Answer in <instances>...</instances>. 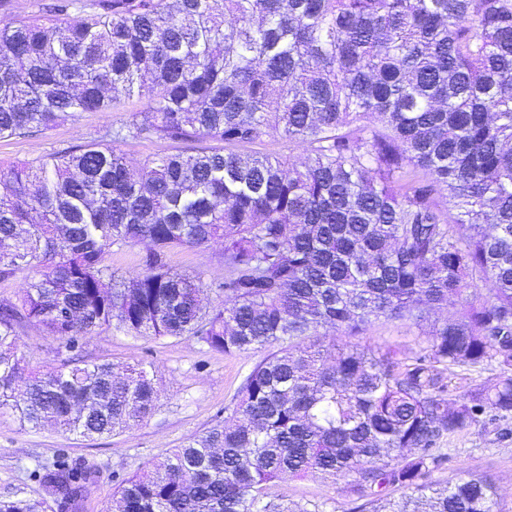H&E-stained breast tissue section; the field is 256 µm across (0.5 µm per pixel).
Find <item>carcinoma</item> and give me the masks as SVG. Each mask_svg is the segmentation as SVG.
Instances as JSON below:
<instances>
[{
	"label": "carcinoma",
	"instance_id": "1",
	"mask_svg": "<svg viewBox=\"0 0 512 512\" xmlns=\"http://www.w3.org/2000/svg\"><path fill=\"white\" fill-rule=\"evenodd\" d=\"M0 22V139L82 112L146 106L85 144L0 171V414L102 437L150 417L154 371L73 357L18 380L22 328L69 351L106 326L227 355L273 347L230 416L114 475L112 512H325L273 487L318 475L351 512H497L465 471L441 484L440 443L512 415V0H31ZM83 15L69 22L71 13ZM281 137L304 159L235 151ZM219 142L132 168L129 140ZM457 210L445 218L437 199ZM219 240L216 298L166 263ZM143 244L117 277L113 246ZM454 307L448 311V307ZM442 311L412 356L312 343ZM495 383L448 398L452 369ZM53 501L96 473L34 470ZM401 492L394 497L395 492ZM0 497V512H49Z\"/></svg>",
	"mask_w": 512,
	"mask_h": 512
}]
</instances>
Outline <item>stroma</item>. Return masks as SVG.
Wrapping results in <instances>:
<instances>
[{
  "label": "stroma",
  "mask_w": 512,
  "mask_h": 512,
  "mask_svg": "<svg viewBox=\"0 0 512 512\" xmlns=\"http://www.w3.org/2000/svg\"><path fill=\"white\" fill-rule=\"evenodd\" d=\"M146 103V97L136 95L125 100L120 112H84L42 135L0 139V165L91 142L99 130L120 123ZM221 250L217 242L204 249L178 248L168 252L166 261L174 271L200 274L211 287L224 279L218 261ZM424 340L422 326L406 320H381L352 338L363 347L390 346L408 353L419 351ZM18 348L32 370H46L67 356L60 340L34 327L21 331ZM268 353L262 347L227 355L188 338H142L113 328L96 329L81 338L79 359L151 365L162 392L158 409L122 433L94 440L64 437L50 428L30 429L11 416H0V497L20 491L41 494L32 476L34 469L64 460L96 473L95 482L70 512H108L115 487L113 473L131 475L156 455L222 421L225 406L231 404L245 376ZM443 446L448 462L434 473V480H455L463 470L485 475L497 488L500 512H512V416L496 420L483 416L480 423L448 438ZM273 492L288 502H327L330 512H349L351 507L340 485L318 477L286 478Z\"/></svg>",
  "instance_id": "obj_1"
}]
</instances>
